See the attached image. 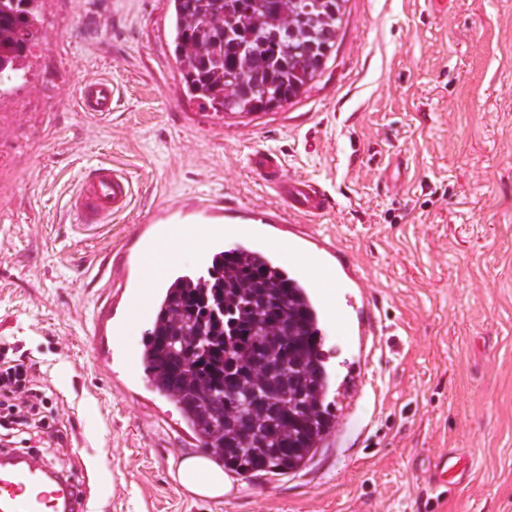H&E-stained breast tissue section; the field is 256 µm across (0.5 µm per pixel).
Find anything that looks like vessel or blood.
<instances>
[{
	"instance_id": "1",
	"label": "vessel or blood",
	"mask_w": 512,
	"mask_h": 512,
	"mask_svg": "<svg viewBox=\"0 0 512 512\" xmlns=\"http://www.w3.org/2000/svg\"><path fill=\"white\" fill-rule=\"evenodd\" d=\"M116 88L111 79L94 78L84 82L78 103L82 111L103 117L109 115L115 101ZM249 167L283 200L285 209L225 205L222 199L195 201L178 207L158 208L150 223L141 225L135 251L127 255L115 251L105 274L117 285L113 296L92 323L97 345L92 350L95 368L111 375L113 363L119 359L123 338L137 318L151 311V299L143 295L146 278L163 287L179 267L184 250L208 254L221 245L228 224H284L292 216H320L331 208L329 195L312 180L285 174L278 154L257 150L248 157ZM134 195L129 173L114 164L102 163L84 172L71 197L70 209L77 224L90 229L104 227L113 216L124 213ZM293 234L301 248L302 259L312 255H335L330 242L311 245L314 230L295 225ZM360 276L350 264H343L334 274L324 298H332L335 289L356 288ZM471 477V464L463 449L451 448L427 461L423 478L437 490H448L466 483ZM89 495L84 476L64 472L46 464L35 452L0 448V512H87Z\"/></svg>"
}]
</instances>
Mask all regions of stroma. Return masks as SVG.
<instances>
[{
  "label": "stroma",
  "mask_w": 512,
  "mask_h": 512,
  "mask_svg": "<svg viewBox=\"0 0 512 512\" xmlns=\"http://www.w3.org/2000/svg\"><path fill=\"white\" fill-rule=\"evenodd\" d=\"M27 80L0 95V345L45 387L89 512H512V0H348L312 88L275 112L219 118L181 95L170 0H41ZM119 88L82 112L86 80ZM280 155L334 200L314 217L363 277L375 333L321 321L336 427L300 470L199 499L169 472L199 455L146 369L114 393L91 364L107 252L161 206L220 196L279 207L247 157ZM399 159V187L380 172ZM122 165L135 195L106 227L75 224L84 169ZM468 450L447 493L412 468ZM116 88L109 78H94L84 82L79 96V107L99 117L107 116L112 112L115 102Z\"/></svg>",
  "instance_id": "1"
}]
</instances>
